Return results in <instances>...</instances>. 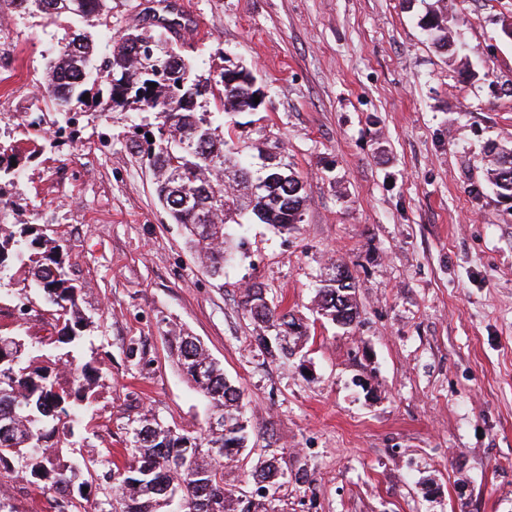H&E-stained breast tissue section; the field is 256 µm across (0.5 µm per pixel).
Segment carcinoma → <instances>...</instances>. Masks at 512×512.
<instances>
[{
    "instance_id": "cac0c4a2",
    "label": "carcinoma",
    "mask_w": 512,
    "mask_h": 512,
    "mask_svg": "<svg viewBox=\"0 0 512 512\" xmlns=\"http://www.w3.org/2000/svg\"><path fill=\"white\" fill-rule=\"evenodd\" d=\"M19 14L42 15L55 21H89L110 12L111 0H0ZM422 29L437 51L459 55L448 25V15L429 8L421 17ZM154 35L126 31L112 38L105 58L106 99L95 100L103 116L114 112H154L159 118L151 137L155 193L176 224L184 226L200 265L211 276L224 272L233 240L235 216L248 212L279 233L302 222L306 194L304 183L288 164L267 165L253 177L248 167L226 151L234 127L233 117L254 110L249 88L224 85V71L202 77L178 49H172L173 70L150 74L149 60L138 42ZM95 44L81 29L71 32L49 64L42 99L55 110L69 114L71 104L98 82L92 71ZM220 102L222 120L207 109L208 97ZM21 158L0 144V179L16 175ZM484 167L487 181L500 198L512 201V147L488 150ZM25 269L30 287L48 306L51 335L32 341L18 330L0 332V473H20L38 493L50 496L59 512H83L84 489L79 480L88 463L63 464L49 452L69 443L80 412L94 401L98 369L74 355L83 317L79 310L82 288L70 277L64 249L27 224L0 225V273L14 266ZM356 284L347 264L332 262L315 292L319 314L350 327L359 318ZM264 288L254 285L241 297V306L259 330L256 340L275 357H286L303 346L307 326L296 313L280 304L266 305ZM283 339H278V336ZM67 346L55 364L69 371L61 383L50 366L35 364L37 346ZM169 351L177 370L209 406L208 416L224 419L216 430L179 432L155 414L142 413L118 436L123 463L112 462L109 471L112 497L99 512H169L173 504H186L182 512H275L272 499L285 482L274 456L261 462L253 475L258 498L247 501L224 484V462L232 459L248 440V425L241 412V391L224 376V367L208 353L198 338L180 331L169 337Z\"/></svg>"
}]
</instances>
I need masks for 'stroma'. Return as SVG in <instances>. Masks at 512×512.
<instances>
[{"label": "stroma", "mask_w": 512, "mask_h": 512, "mask_svg": "<svg viewBox=\"0 0 512 512\" xmlns=\"http://www.w3.org/2000/svg\"><path fill=\"white\" fill-rule=\"evenodd\" d=\"M91 29L111 34L152 16H184L203 40H178L198 72L232 58L266 94L236 114L233 141L253 168L258 134L306 185L303 222L280 235L248 222L237 257L209 277L159 204L134 146L150 112L75 124L39 94L65 31L0 10V141L22 157L0 185L9 224L48 230L82 288L80 357L100 369L88 411L61 458L105 454L149 409L177 429L206 407L176 372L167 331L197 336L240 387L250 440L225 469L256 492L276 453L288 481L278 512H512V208L483 168L487 145H512V0H448L467 62L439 54L406 0H112ZM43 113L40 128L24 112ZM356 276L360 321L342 329L314 309L334 260ZM260 284L310 327L303 351L271 360L241 307ZM21 273L0 279V329L47 333Z\"/></svg>", "instance_id": "obj_1"}]
</instances>
